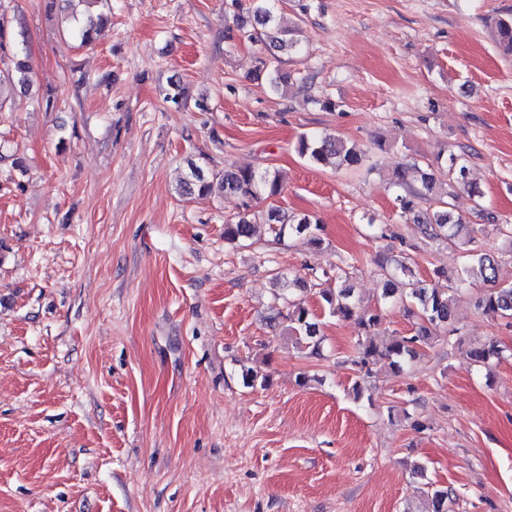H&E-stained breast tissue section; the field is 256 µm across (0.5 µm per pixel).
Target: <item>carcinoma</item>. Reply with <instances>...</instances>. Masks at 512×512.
Segmentation results:
<instances>
[{"label": "carcinoma", "mask_w": 512, "mask_h": 512, "mask_svg": "<svg viewBox=\"0 0 512 512\" xmlns=\"http://www.w3.org/2000/svg\"><path fill=\"white\" fill-rule=\"evenodd\" d=\"M84 9L73 15V32L82 45L92 44L95 35L109 21L103 11L94 12L91 7L105 5L108 0H77ZM278 0H225V18L233 20L243 40L262 45L272 52L270 56L257 58L256 75H265L271 89L282 93L294 81H307L304 75H295L281 68V60L274 55L276 51L300 52L303 30L288 22L279 11ZM499 46L507 55H512V16L495 20ZM17 35L5 25L0 16V62L9 61L7 71L0 70V87L9 81L12 90L31 89L32 66L27 54L16 47ZM296 150L300 157L312 165L331 167L335 170L353 169L361 166L366 153L354 142L343 140L333 134L321 133L312 136L302 135ZM447 172L448 180L469 187L476 194L475 187L466 180V166L463 157L449 154L445 162H426L415 159L397 165L391 174V184L402 190L397 196L400 216L415 224L424 226L425 233L432 239H444L465 253V265L457 273V279L465 280L471 271L478 270L482 280L489 288L477 301V308L486 314L503 319H512V285L502 286L497 282L498 259L483 252L476 245L474 229L460 216H453L448 210V191L444 188L441 172ZM283 190L282 178L277 171L255 170L251 168H226L217 171L210 166V159L200 154L187 163V172L179 180L177 193L184 199L218 198L224 195H238L246 200H260L276 197ZM422 202L429 203L425 209L419 207ZM267 224L273 227L277 235L285 231L303 234L312 232V226L318 224L304 216L290 218L280 209L270 207L258 213L246 212L232 224L224 227V239L232 244L242 245L253 237L256 225ZM377 263L383 269L391 268L384 289V297L402 306L406 315L413 319L415 334L412 336H394L382 346L370 340L357 342L359 359L354 364L363 368L380 358L390 360L397 370L404 369L415 357V344H431L439 338L443 330L453 321L454 297L451 289L430 287L416 278L408 258L381 256ZM336 280L341 287L332 291L324 290L321 297L328 306L329 314L357 322L363 334H368L378 323L379 316L360 311L353 297V289L348 284L344 269L336 272ZM286 330L295 336L297 345L313 356L320 352L321 341L317 339L319 326L314 314L302 303L289 300ZM502 349L494 342L485 343L470 352L473 361L487 365L493 359L501 357ZM451 489H440L426 484L423 496L428 504L427 512H447V502L452 498Z\"/></svg>", "instance_id": "1"}]
</instances>
